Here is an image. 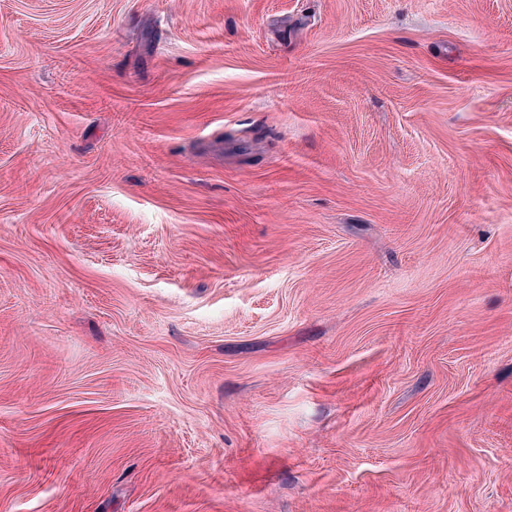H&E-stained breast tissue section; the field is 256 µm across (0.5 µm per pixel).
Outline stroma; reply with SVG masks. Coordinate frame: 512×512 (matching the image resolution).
<instances>
[{"label":"stroma","mask_w":512,"mask_h":512,"mask_svg":"<svg viewBox=\"0 0 512 512\" xmlns=\"http://www.w3.org/2000/svg\"><path fill=\"white\" fill-rule=\"evenodd\" d=\"M0 512H512V0H0Z\"/></svg>","instance_id":"35a3bbf8"}]
</instances>
